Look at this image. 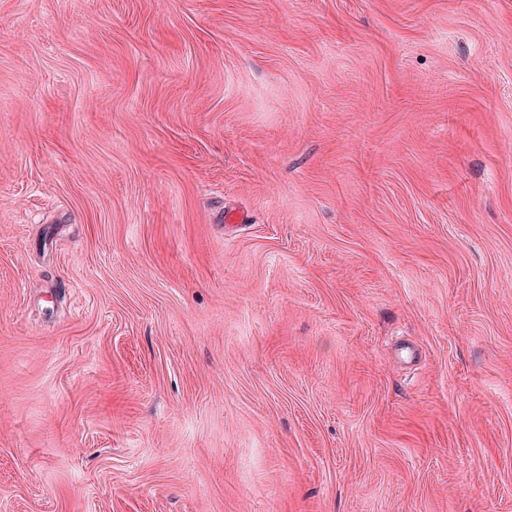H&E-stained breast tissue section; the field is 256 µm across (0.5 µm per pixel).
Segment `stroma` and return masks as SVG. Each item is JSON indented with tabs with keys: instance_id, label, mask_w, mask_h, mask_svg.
I'll use <instances>...</instances> for the list:
<instances>
[{
	"instance_id": "obj_1",
	"label": "stroma",
	"mask_w": 512,
	"mask_h": 512,
	"mask_svg": "<svg viewBox=\"0 0 512 512\" xmlns=\"http://www.w3.org/2000/svg\"><path fill=\"white\" fill-rule=\"evenodd\" d=\"M0 512H512V0H0Z\"/></svg>"
}]
</instances>
